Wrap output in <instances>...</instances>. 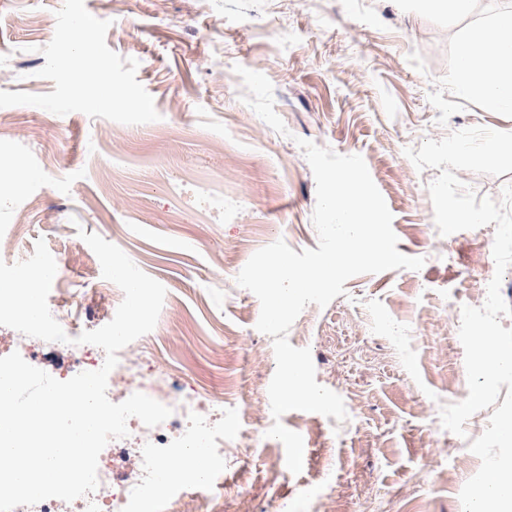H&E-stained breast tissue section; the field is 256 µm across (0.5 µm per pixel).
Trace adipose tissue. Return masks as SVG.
Masks as SVG:
<instances>
[{
	"mask_svg": "<svg viewBox=\"0 0 512 512\" xmlns=\"http://www.w3.org/2000/svg\"><path fill=\"white\" fill-rule=\"evenodd\" d=\"M455 84L488 111L512 112V8L461 42Z\"/></svg>",
	"mask_w": 512,
	"mask_h": 512,
	"instance_id": "obj_1",
	"label": "adipose tissue"
}]
</instances>
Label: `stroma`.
Instances as JSON below:
<instances>
[{
	"label": "stroma",
	"instance_id": "1",
	"mask_svg": "<svg viewBox=\"0 0 512 512\" xmlns=\"http://www.w3.org/2000/svg\"><path fill=\"white\" fill-rule=\"evenodd\" d=\"M509 7L474 0L451 20L423 0H0V165L19 174L0 181V260L45 240L57 318H112L113 284L84 231L165 287L142 343L194 387L240 379L250 402L244 418L224 407L212 512H462L480 460L439 413L467 382L452 325L495 270V227L440 235L428 193L440 171L404 151L472 126L512 131V112L485 111L454 82L459 42ZM238 65L270 79L288 135L241 101ZM300 137L364 158L398 251L425 264L354 276L291 326L348 413L283 415L304 442L295 475L280 441L263 456L239 445L271 412L276 361L236 277L277 239L317 246ZM320 485L330 493L315 505Z\"/></svg>",
	"mask_w": 512,
	"mask_h": 512
}]
</instances>
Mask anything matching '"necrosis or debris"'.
<instances>
[{"mask_svg": "<svg viewBox=\"0 0 512 512\" xmlns=\"http://www.w3.org/2000/svg\"><path fill=\"white\" fill-rule=\"evenodd\" d=\"M137 392L170 407L171 416L151 428L139 419H129L128 437L107 445L108 452L126 459V475L117 477L99 470L97 489L77 498L75 512H211L208 491L222 484V470L202 480L187 468L165 470L161 464L181 457L189 448L223 459V393H188L152 355L130 344L118 353L107 396L117 402Z\"/></svg>", "mask_w": 512, "mask_h": 512, "instance_id": "4bbe7bcc", "label": "necrosis or debris"}]
</instances>
